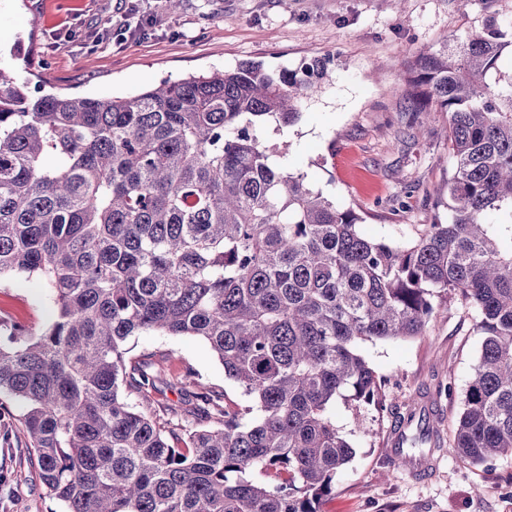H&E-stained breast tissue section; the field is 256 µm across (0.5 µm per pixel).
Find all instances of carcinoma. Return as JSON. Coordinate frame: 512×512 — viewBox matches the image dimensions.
<instances>
[{"instance_id": "1", "label": "carcinoma", "mask_w": 512, "mask_h": 512, "mask_svg": "<svg viewBox=\"0 0 512 512\" xmlns=\"http://www.w3.org/2000/svg\"><path fill=\"white\" fill-rule=\"evenodd\" d=\"M512 31L472 27L419 53L413 136L448 115V222L390 245L288 172L274 141L322 93L330 62L245 61L123 97L29 90L0 67V279L42 278L39 333L0 318V394L65 512H320L354 448L336 403L383 408L360 343L419 336L459 296L480 350L449 450L512 457ZM204 339L251 397L193 395L196 427L162 424L158 376L128 365L141 331ZM392 449L442 450L411 406ZM263 477L255 479V474Z\"/></svg>"}]
</instances>
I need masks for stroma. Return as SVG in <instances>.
Here are the masks:
<instances>
[{
  "label": "stroma",
  "instance_id": "stroma-1",
  "mask_svg": "<svg viewBox=\"0 0 512 512\" xmlns=\"http://www.w3.org/2000/svg\"><path fill=\"white\" fill-rule=\"evenodd\" d=\"M124 19L131 28L117 34ZM491 19L512 28V0H182L174 15L167 0H0V64L54 92L112 97L243 61L294 68L330 58L329 82L279 140L288 171L354 208L368 236L402 244L447 219L451 169L447 140L409 135L407 70L419 52ZM53 315L41 280L0 281V317L39 330ZM474 317L455 296L425 335L361 343L385 383L388 410L337 404L336 423L356 456L321 512H512L510 457L479 466L442 450L419 472L389 452L395 417L414 400L432 407L450 436L479 355ZM125 347L129 359L165 372L151 394L160 422L203 388L234 409L252 404L200 338L142 332ZM22 411L16 404L0 417V512H65L19 460Z\"/></svg>",
  "mask_w": 512,
  "mask_h": 512
}]
</instances>
